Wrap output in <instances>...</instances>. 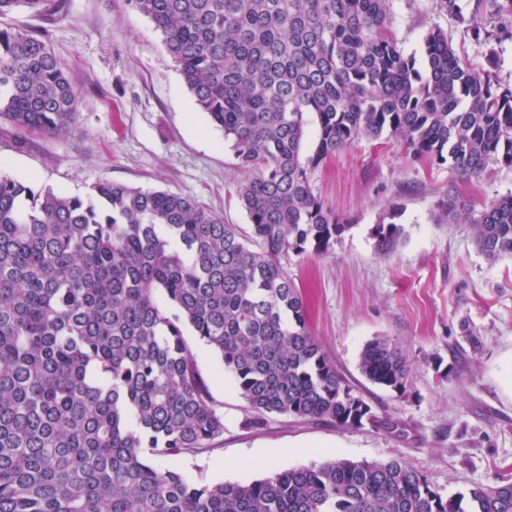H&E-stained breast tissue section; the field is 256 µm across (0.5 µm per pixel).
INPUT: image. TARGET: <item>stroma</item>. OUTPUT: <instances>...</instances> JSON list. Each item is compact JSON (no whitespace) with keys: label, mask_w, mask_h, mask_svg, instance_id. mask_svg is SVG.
<instances>
[{"label":"stroma","mask_w":512,"mask_h":512,"mask_svg":"<svg viewBox=\"0 0 512 512\" xmlns=\"http://www.w3.org/2000/svg\"><path fill=\"white\" fill-rule=\"evenodd\" d=\"M7 21L42 35L82 96L71 136L23 141L1 123L0 173L80 197L104 180L176 192L248 231L233 152L197 107L149 18L126 0H47L39 11L18 7ZM389 26L410 53L420 52L430 28H442L473 67L512 83V43L488 63L485 47L439 0H392ZM311 184L349 228L327 254H290L282 264L323 350L373 412L401 420L406 435L283 415L247 427L253 410L220 357L188 329L224 433L212 451L182 457L175 468L194 479L250 482L335 458H399L445 496L512 480V390L500 381L512 355V259L489 263L469 224L432 221L449 190L476 213L511 194L512 168L498 165L465 181L447 164L412 161L395 141L363 139L312 172ZM394 206L408 237L384 257L372 228ZM377 336L413 361L405 394L370 383L359 369L364 345Z\"/></svg>","instance_id":"stroma-1"}]
</instances>
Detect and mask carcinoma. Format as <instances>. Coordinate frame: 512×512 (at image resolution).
I'll return each mask as SVG.
<instances>
[{"mask_svg": "<svg viewBox=\"0 0 512 512\" xmlns=\"http://www.w3.org/2000/svg\"><path fill=\"white\" fill-rule=\"evenodd\" d=\"M128 3L230 143L251 234L174 192L102 181L82 198L0 174V512H512V481L445 497L399 458L249 483L170 465L224 434L185 323L258 414L251 427L277 414L405 432L340 375L281 257L325 254L349 228L310 174L364 138H392L463 179L511 168L512 85L473 68L439 28L421 55L406 53L388 29L390 0ZM440 6L483 36L490 59L512 40V0ZM79 99L44 39L0 24V122L69 136ZM309 113L317 139L304 157ZM388 215L375 225L383 256L408 235L397 207ZM434 221L471 224L491 263L512 258V194L473 214L450 192ZM412 369L383 336L360 355L366 379L400 395Z\"/></svg>", "mask_w": 512, "mask_h": 512, "instance_id": "1", "label": "carcinoma"}]
</instances>
